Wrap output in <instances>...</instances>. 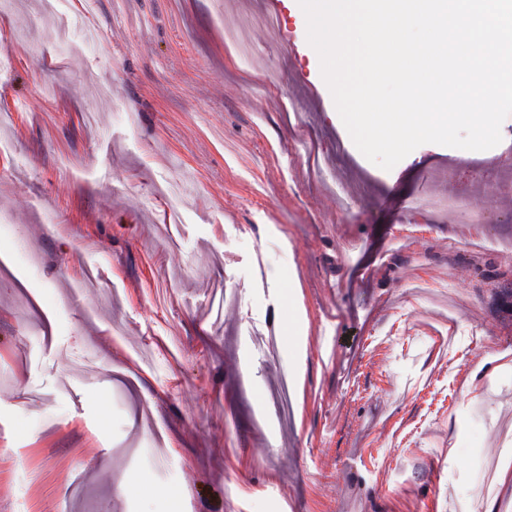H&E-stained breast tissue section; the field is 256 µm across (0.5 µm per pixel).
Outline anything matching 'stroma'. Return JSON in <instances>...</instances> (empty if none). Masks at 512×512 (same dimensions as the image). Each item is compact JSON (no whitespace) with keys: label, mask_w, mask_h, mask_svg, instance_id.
Wrapping results in <instances>:
<instances>
[{"label":"stroma","mask_w":512,"mask_h":512,"mask_svg":"<svg viewBox=\"0 0 512 512\" xmlns=\"http://www.w3.org/2000/svg\"><path fill=\"white\" fill-rule=\"evenodd\" d=\"M1 53L0 512H512V153L369 162L272 0H0ZM415 208H443L448 210L457 211L460 213H469L472 221L479 223V212L470 208L469 199L458 192L448 190V193H438L429 198H420L412 202ZM472 214L474 216H472Z\"/></svg>","instance_id":"obj_1"}]
</instances>
